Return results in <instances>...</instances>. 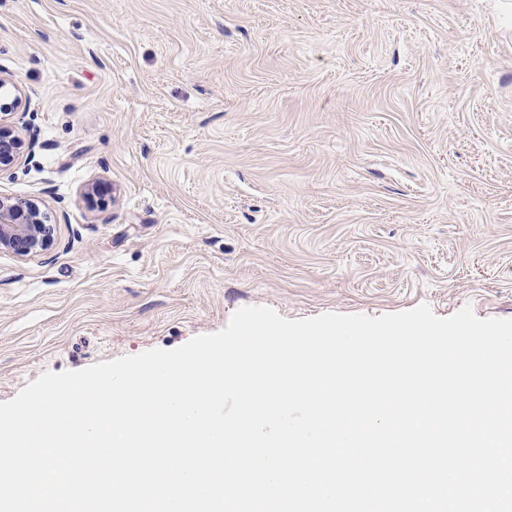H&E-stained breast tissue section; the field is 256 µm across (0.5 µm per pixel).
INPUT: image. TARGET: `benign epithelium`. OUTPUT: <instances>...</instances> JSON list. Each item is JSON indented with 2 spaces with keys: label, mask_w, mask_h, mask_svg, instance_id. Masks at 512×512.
<instances>
[{
  "label": "benign epithelium",
  "mask_w": 512,
  "mask_h": 512,
  "mask_svg": "<svg viewBox=\"0 0 512 512\" xmlns=\"http://www.w3.org/2000/svg\"><path fill=\"white\" fill-rule=\"evenodd\" d=\"M21 140L13 129L0 122V172L19 159ZM53 225L38 204L0 197V251L27 258L46 250L53 240Z\"/></svg>",
  "instance_id": "benign-epithelium-1"
}]
</instances>
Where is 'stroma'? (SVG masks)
<instances>
[{"label":"stroma","mask_w":512,"mask_h":512,"mask_svg":"<svg viewBox=\"0 0 512 512\" xmlns=\"http://www.w3.org/2000/svg\"><path fill=\"white\" fill-rule=\"evenodd\" d=\"M0 76L55 227L0 251V402L245 306L512 319V0H0Z\"/></svg>","instance_id":"1"}]
</instances>
